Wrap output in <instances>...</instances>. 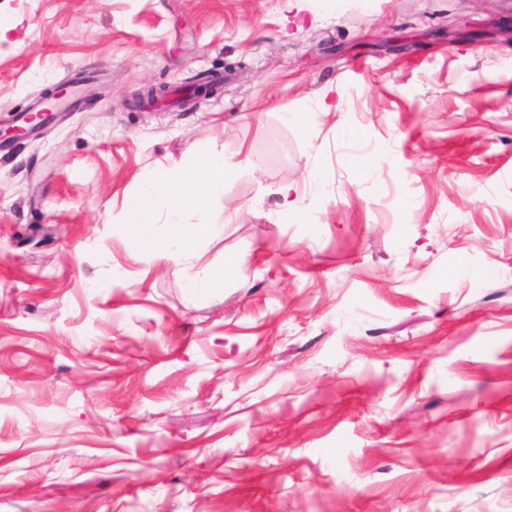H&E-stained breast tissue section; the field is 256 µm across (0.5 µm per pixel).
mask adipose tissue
<instances>
[{"instance_id":"adipose-tissue-1","label":"adipose tissue","mask_w":512,"mask_h":512,"mask_svg":"<svg viewBox=\"0 0 512 512\" xmlns=\"http://www.w3.org/2000/svg\"><path fill=\"white\" fill-rule=\"evenodd\" d=\"M236 168L223 153L209 152L177 169L149 171L127 203L124 235L156 258L191 259L202 241L224 231L210 219L209 206L223 197ZM189 210L201 214L199 223L184 221Z\"/></svg>"}]
</instances>
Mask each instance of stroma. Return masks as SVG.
Instances as JSON below:
<instances>
[{"mask_svg":"<svg viewBox=\"0 0 512 512\" xmlns=\"http://www.w3.org/2000/svg\"><path fill=\"white\" fill-rule=\"evenodd\" d=\"M510 15L0 0V121L85 97L0 153V512H512ZM210 151L241 163L222 235L120 233ZM224 285V267L219 269H211L202 275L188 276L186 280V288L191 291L209 290L211 288H221Z\"/></svg>","mask_w":512,"mask_h":512,"instance_id":"stroma-1","label":"stroma"}]
</instances>
